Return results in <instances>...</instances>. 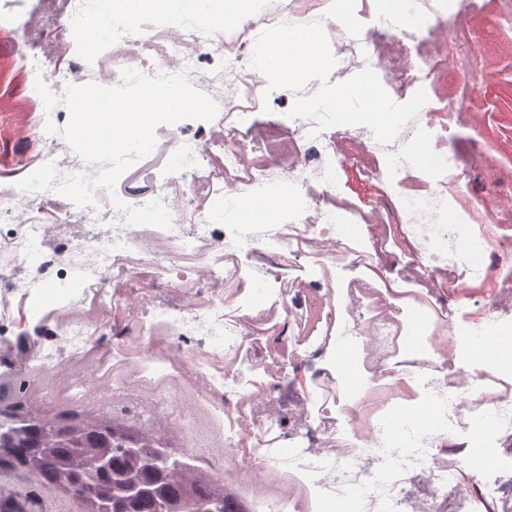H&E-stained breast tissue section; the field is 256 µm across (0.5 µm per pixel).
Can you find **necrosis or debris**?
<instances>
[{
    "label": "necrosis or debris",
    "instance_id": "1",
    "mask_svg": "<svg viewBox=\"0 0 512 512\" xmlns=\"http://www.w3.org/2000/svg\"><path fill=\"white\" fill-rule=\"evenodd\" d=\"M359 36L325 16L331 0L303 10L254 0L226 27L223 0H209L204 22L176 23L167 10L146 16L133 0H0V41L23 75L0 83V100L36 98V79L56 96L67 85H119L122 71L187 74L218 106L213 120L155 130L156 151L135 162L114 188L93 190L79 207L55 191L18 187L41 165L58 177L96 175L62 135L65 104L38 106L20 119L0 107V367L28 379L33 367L56 378L54 393L73 403L96 391L149 382L190 386L191 423L207 408L224 427L225 477L238 481L251 512H410L409 485L424 490L421 512H507L512 483L453 470L449 454H499L512 471V319L497 287L512 281V113L485 111L457 88L472 29H512V10L493 0H408L425 23L399 31L386 0ZM105 21L95 53L85 51L87 17ZM323 21L341 73L372 69L381 84L420 87L426 101L389 143L373 131L317 130L289 118L291 136L270 128L272 150L251 155L246 137L267 81L249 67L259 35L283 23ZM483 109L475 130L472 111ZM182 156L167 168L170 140ZM435 156L420 164L415 145ZM369 170L398 207L339 202L336 172ZM278 186L288 197L273 224L224 222V203L245 204ZM482 253L484 262L470 261ZM408 258L414 275L389 264ZM263 282L264 296L253 287ZM485 298L466 326L448 306ZM48 342L23 350L27 332ZM486 338L480 356L468 339ZM290 351V377L272 365ZM474 360L466 379L448 361ZM430 405L428 420L397 428L394 413ZM492 418L491 427L474 423Z\"/></svg>",
    "mask_w": 512,
    "mask_h": 512
}]
</instances>
